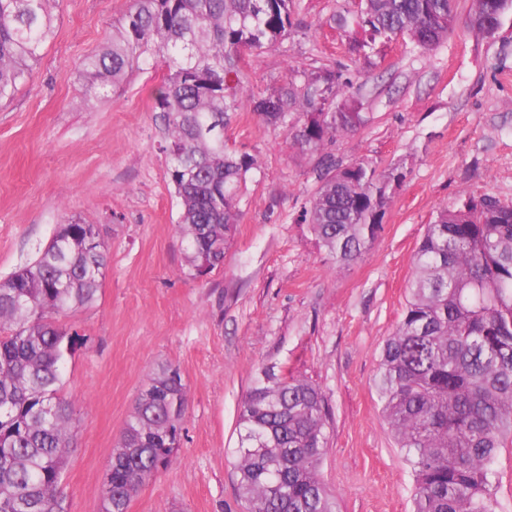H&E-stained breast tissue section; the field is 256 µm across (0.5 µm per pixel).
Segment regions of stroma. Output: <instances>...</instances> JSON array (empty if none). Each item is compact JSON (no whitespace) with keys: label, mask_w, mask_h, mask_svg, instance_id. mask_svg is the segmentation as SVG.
Returning <instances> with one entry per match:
<instances>
[{"label":"stroma","mask_w":512,"mask_h":512,"mask_svg":"<svg viewBox=\"0 0 512 512\" xmlns=\"http://www.w3.org/2000/svg\"><path fill=\"white\" fill-rule=\"evenodd\" d=\"M130 0H57L55 32L31 77L0 102V278L33 261L59 225L97 226L107 264L96 302L57 320L80 343L61 393L75 429L65 512H102L101 487L136 399L166 365L188 406L168 467L144 482L128 512H245L238 490V420L262 371L320 388L329 411L320 477L338 512H413L414 477L381 414V348L402 317L411 258L427 224L463 193L512 202V13L485 36L457 24L426 50L408 38L356 42L338 17L353 0H294L289 35L244 54L242 80L273 94L289 70H340L330 106L365 118L328 150L337 163L403 167L383 229L364 256L336 266L302 211L318 158L249 107L224 127L228 150L257 160L236 197L237 226L222 266L192 276L177 225L179 200L160 145L155 92L164 63L145 58L105 101L81 61L100 51Z\"/></svg>","instance_id":"35a3bbf8"}]
</instances>
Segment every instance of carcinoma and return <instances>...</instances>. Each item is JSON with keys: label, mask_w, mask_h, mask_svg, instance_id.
<instances>
[{"label": "carcinoma", "mask_w": 512, "mask_h": 512, "mask_svg": "<svg viewBox=\"0 0 512 512\" xmlns=\"http://www.w3.org/2000/svg\"><path fill=\"white\" fill-rule=\"evenodd\" d=\"M56 0H0V101L26 81L54 35ZM512 0H474L468 26L491 36ZM370 41L408 36L424 49L456 23L454 0H361ZM292 28L291 0H131L124 25L82 65L95 98L120 86L151 51L169 73L156 94L167 130L162 151L180 203L189 269L216 268L233 237L239 184L256 168L224 148V120L247 105L290 144L321 153L365 119L325 109L346 85L326 70L299 86L294 75L267 97L247 93L239 61ZM303 110L301 125H288ZM321 185L303 211L336 265L360 258L378 237L397 168L321 160ZM92 225L62 224L39 257L0 279V512H64L61 491L73 408L58 396L77 335L53 315L96 300L105 248ZM403 315L382 347V414L414 475V512H497L493 465L512 442V203L467 195L427 226L411 260ZM187 391L176 369L137 398L103 483V512H128L142 483L165 468L179 440ZM241 498L247 512H335L319 474L327 446L324 399L286 372H262L239 414Z\"/></svg>", "instance_id": "1"}]
</instances>
